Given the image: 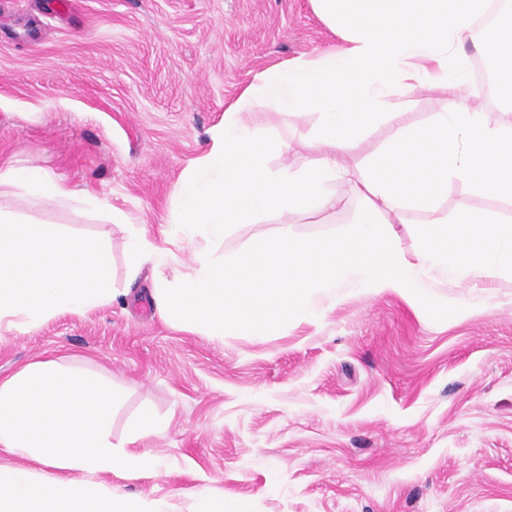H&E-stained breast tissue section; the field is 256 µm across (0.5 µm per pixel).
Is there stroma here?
Instances as JSON below:
<instances>
[{"instance_id": "1", "label": "stroma", "mask_w": 512, "mask_h": 512, "mask_svg": "<svg viewBox=\"0 0 512 512\" xmlns=\"http://www.w3.org/2000/svg\"><path fill=\"white\" fill-rule=\"evenodd\" d=\"M309 0H0V163L34 162L108 199L123 223L54 203L35 220L108 235L111 304L0 335V379L26 364L111 377L112 441L146 410L166 431L131 445L156 470L73 480L191 512L205 487L250 512H512V279L471 291L434 279L435 307L345 293L325 318L282 336L182 330L150 302L145 265L125 290L126 237L162 243L183 171L256 74L324 44ZM301 167L311 113L274 116ZM292 216L300 237L354 222Z\"/></svg>"}]
</instances>
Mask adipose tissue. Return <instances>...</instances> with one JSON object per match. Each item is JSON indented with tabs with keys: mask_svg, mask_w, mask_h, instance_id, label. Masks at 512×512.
I'll return each mask as SVG.
<instances>
[{
	"mask_svg": "<svg viewBox=\"0 0 512 512\" xmlns=\"http://www.w3.org/2000/svg\"><path fill=\"white\" fill-rule=\"evenodd\" d=\"M334 42L315 55L259 73L211 132L209 150L182 174L168 222L187 247L190 271L168 276L176 256L134 229L126 240L128 284L144 264L164 319L210 336H279L320 321L341 289L395 293L432 306L434 275L460 288L512 277V225L461 207L440 212L450 182L512 203V0H310ZM493 69L498 118L475 106L471 56ZM447 92L440 111L410 123L404 98L417 85ZM310 112L313 135L300 168L271 166L288 154L267 113ZM389 136L360 146L378 127ZM350 186L364 216L326 237H297L288 215L335 208L336 183ZM51 201L116 219L111 204L69 188L50 169L0 164V195ZM417 211V247L405 255L388 227ZM268 230L237 253L216 256L227 233ZM0 512H166L155 500L63 477L35 478L0 466Z\"/></svg>",
	"mask_w": 512,
	"mask_h": 512,
	"instance_id": "adipose-tissue-1",
	"label": "adipose tissue"
}]
</instances>
